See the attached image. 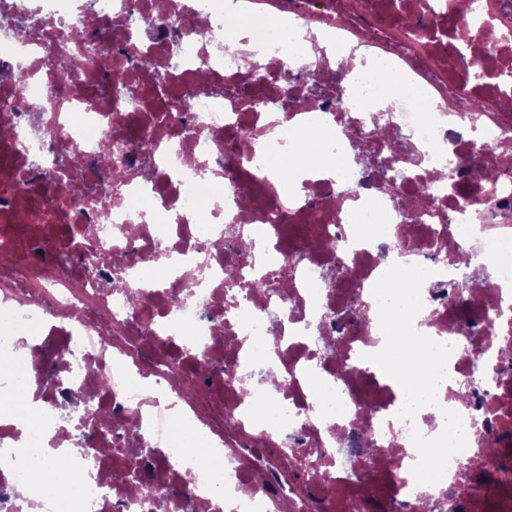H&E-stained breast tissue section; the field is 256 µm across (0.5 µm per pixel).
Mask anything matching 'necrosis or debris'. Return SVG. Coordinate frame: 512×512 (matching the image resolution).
<instances>
[{
	"instance_id": "1",
	"label": "necrosis or debris",
	"mask_w": 512,
	"mask_h": 512,
	"mask_svg": "<svg viewBox=\"0 0 512 512\" xmlns=\"http://www.w3.org/2000/svg\"><path fill=\"white\" fill-rule=\"evenodd\" d=\"M239 2L228 30L224 0H0L32 17L0 27V69L24 78L0 80V391L41 417L0 418V512H61L29 482L58 463L86 512H512V0ZM267 18L266 48L306 60L294 79L243 65L244 21ZM74 26L86 45L63 39ZM321 35L336 56L308 51ZM359 50L372 66L356 74L338 56ZM77 51L87 69L66 67ZM385 73L391 147L376 136ZM314 121L336 132L327 152L377 166L284 190ZM105 141L143 177L99 171ZM445 166L453 183L435 178ZM467 252L491 260L492 287L460 284ZM397 255L435 271L415 326L453 346L437 405L411 422L401 386L362 364L385 342L373 288ZM256 278L259 296L243 289ZM268 372L274 389L242 393ZM447 404L467 445L417 484L410 433L440 434ZM184 436L218 460L196 480Z\"/></svg>"
}]
</instances>
